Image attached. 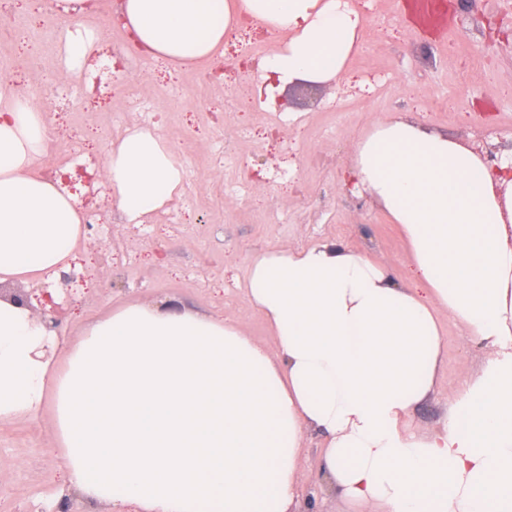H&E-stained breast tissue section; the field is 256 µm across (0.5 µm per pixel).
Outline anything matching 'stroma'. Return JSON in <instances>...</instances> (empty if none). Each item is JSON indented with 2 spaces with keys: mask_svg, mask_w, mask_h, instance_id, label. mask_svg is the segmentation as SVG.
<instances>
[{
  "mask_svg": "<svg viewBox=\"0 0 512 512\" xmlns=\"http://www.w3.org/2000/svg\"><path fill=\"white\" fill-rule=\"evenodd\" d=\"M406 0H363L365 39L345 79L306 90L288 85L275 101L276 125L254 109L262 72L276 37L244 25L233 47L192 66L167 71L143 57L112 80V109L86 112L55 99L41 102L47 124L73 132L100 131L92 145L106 154L107 138L136 124L128 97L144 96L161 116L160 132L184 169L181 222L164 228L157 214L138 235L120 218L90 224L78 251L94 277L61 294L57 329L64 359L93 321L132 304L165 299L201 315L236 318L247 335L274 349L261 314L247 306L237 284L263 251L333 240L363 251L407 277L409 249L371 194L346 184L354 147L376 124L410 113L425 128L470 148H492L512 159V39L490 40L489 20L512 17V0H447L443 34L427 32L405 15ZM63 7L47 14L31 0H0V76L14 84L57 80L55 54L36 30L52 28ZM259 50L246 58L239 45ZM444 346L434 390L412 413L421 433L439 428L448 393L483 364L486 351L452 317L443 320ZM50 408L0 424V512H59L53 500L62 473V450ZM320 432L305 431L301 494H313L317 512H356L324 482Z\"/></svg>",
  "mask_w": 512,
  "mask_h": 512,
  "instance_id": "obj_1",
  "label": "stroma"
}]
</instances>
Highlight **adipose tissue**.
I'll use <instances>...</instances> for the list:
<instances>
[{"instance_id":"obj_1","label":"adipose tissue","mask_w":512,"mask_h":512,"mask_svg":"<svg viewBox=\"0 0 512 512\" xmlns=\"http://www.w3.org/2000/svg\"><path fill=\"white\" fill-rule=\"evenodd\" d=\"M144 54L184 66L242 19L279 36L273 84L347 73L364 40L353 0H123ZM43 112L0 78V285L51 281L76 257L80 208L37 174ZM351 172L402 230L416 286L333 241L256 255L242 288L275 352L224 315L129 305L93 322L63 362L30 304L0 299V422L52 406L64 475L110 512H289L306 428L324 472L364 512H512V167L399 117L354 149ZM105 177L127 224L182 190L159 128L112 144ZM487 349L448 398L446 426L407 421L433 390L443 316Z\"/></svg>"}]
</instances>
